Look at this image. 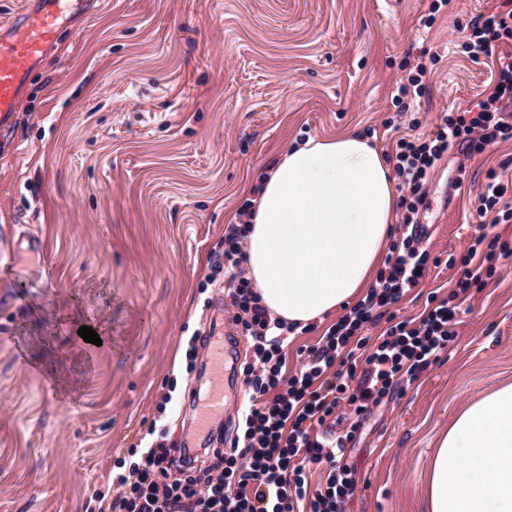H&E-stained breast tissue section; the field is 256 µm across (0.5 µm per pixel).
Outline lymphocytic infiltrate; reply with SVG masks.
Wrapping results in <instances>:
<instances>
[{
	"label": "lymphocytic infiltrate",
	"instance_id": "f902f5d3",
	"mask_svg": "<svg viewBox=\"0 0 512 512\" xmlns=\"http://www.w3.org/2000/svg\"><path fill=\"white\" fill-rule=\"evenodd\" d=\"M512 41V9L492 8L470 27L464 49L471 61L497 57L493 88L474 106L444 115L427 136L400 138L391 161L401 182V238L385 255L374 284L347 308L316 345L302 350L301 367L286 369L285 349L295 324L271 317L261 306L242 263L252 200L238 209L240 220L224 231V253L211 267L228 290L225 310L237 335L250 338L253 359L244 369L246 397L238 410L233 448L175 447L156 440L132 448L119 460L110 495H98L88 512H344L358 480L347 461L355 430L318 433L340 404L365 417L402 384L416 381L455 341L458 300L478 288L498 259L512 258V241L487 236V228L512 223V202L496 171H488L476 208L478 225L462 256V275L443 300L430 299L419 317L401 319L368 340L375 324L407 292L418 287L431 255L417 228L427 185L438 162L456 146L469 155L512 140V56H496ZM324 481L311 486L310 469Z\"/></svg>",
	"mask_w": 512,
	"mask_h": 512
}]
</instances>
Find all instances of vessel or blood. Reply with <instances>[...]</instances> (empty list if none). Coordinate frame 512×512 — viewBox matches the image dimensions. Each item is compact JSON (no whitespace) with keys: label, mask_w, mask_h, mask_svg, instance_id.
Wrapping results in <instances>:
<instances>
[{"label":"vessel or blood","mask_w":512,"mask_h":512,"mask_svg":"<svg viewBox=\"0 0 512 512\" xmlns=\"http://www.w3.org/2000/svg\"><path fill=\"white\" fill-rule=\"evenodd\" d=\"M84 0H29L25 12L9 26H0V126L8 124L16 111L29 73L57 44L60 32ZM209 363L215 373L209 393L196 407L198 431H206L211 420L223 413L224 340L213 338Z\"/></svg>","instance_id":"b4317fda"}]
</instances>
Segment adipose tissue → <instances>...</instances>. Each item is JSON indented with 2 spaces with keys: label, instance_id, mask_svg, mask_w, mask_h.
Returning a JSON list of instances; mask_svg holds the SVG:
<instances>
[{
  "label": "adipose tissue",
  "instance_id": "adipose-tissue-1",
  "mask_svg": "<svg viewBox=\"0 0 512 512\" xmlns=\"http://www.w3.org/2000/svg\"><path fill=\"white\" fill-rule=\"evenodd\" d=\"M393 179L347 133L288 148L270 168L247 235L248 277L271 314L307 325L365 287L390 231ZM428 512H512V384L468 404L438 442Z\"/></svg>",
  "mask_w": 512,
  "mask_h": 512
}]
</instances>
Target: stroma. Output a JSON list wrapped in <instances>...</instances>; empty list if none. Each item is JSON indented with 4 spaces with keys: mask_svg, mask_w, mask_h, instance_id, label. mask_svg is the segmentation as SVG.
I'll return each instance as SVG.
<instances>
[{
    "mask_svg": "<svg viewBox=\"0 0 512 512\" xmlns=\"http://www.w3.org/2000/svg\"><path fill=\"white\" fill-rule=\"evenodd\" d=\"M501 0H95L31 72L0 129V512H85L149 427L192 440L195 333L223 302L209 282L224 228L289 148L356 132L381 152L429 133L492 88V64L461 45ZM436 56L424 97L392 102L406 63ZM496 169L512 197V141L449 150L429 183L431 268L392 310L446 297ZM43 256L24 255L29 235ZM457 338L417 381L364 420L340 406L330 430L361 427L347 512H427L439 437L470 402L512 383V261L472 289ZM98 328L77 339L68 307ZM165 412H157L158 403Z\"/></svg>",
    "mask_w": 512,
    "mask_h": 512,
    "instance_id": "stroma-1",
    "label": "stroma"
}]
</instances>
